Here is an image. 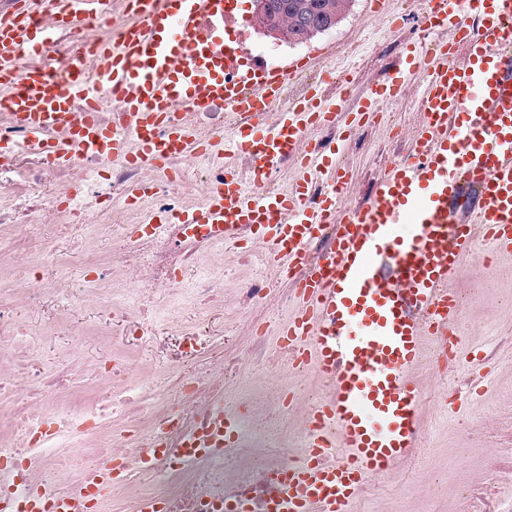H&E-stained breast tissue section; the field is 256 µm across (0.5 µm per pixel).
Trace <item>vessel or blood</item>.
<instances>
[{"mask_svg": "<svg viewBox=\"0 0 512 512\" xmlns=\"http://www.w3.org/2000/svg\"><path fill=\"white\" fill-rule=\"evenodd\" d=\"M136 2L135 18L116 40L96 46L92 80L82 77L79 57L69 61L72 80L63 82L43 68L17 66L16 58L41 50L56 32L1 22L0 80L14 89L9 107L33 140L68 129L67 142L45 147L54 162H64L74 147L151 165L197 150L171 119L176 102L223 99L236 132L229 140L214 138L206 152L248 153L257 166L246 180L225 172L208 203L180 222L187 235L203 232L234 246L251 236L275 262L302 269L299 311L282 339L297 362L313 365L331 387L312 412L308 458L277 477L267 508L349 512L367 478L389 474L417 454L422 395L413 375L428 358L426 339L443 344L453 333L461 306L451 283L464 259L484 245L512 255V0H472L467 22L448 0H425L428 30L453 31L452 41L430 50L405 44L398 75L372 86L357 107L314 91L280 112L275 106L300 63L230 72L223 52L194 38L200 17L238 12L241 0ZM30 4L73 28L109 10V0ZM416 76L424 82L426 122L407 157L379 178L357 212L340 211L347 172L334 150L305 148L309 131L341 112L353 128L372 122L380 104L401 99ZM100 82L120 94L124 123L104 128L90 115L74 121L73 102L92 101ZM134 131L140 137L132 147ZM290 160L297 166L291 191L264 192ZM324 176L329 188L311 198V183ZM406 224L411 232H403ZM326 232L330 247L310 257V244ZM241 423V415L216 409L188 445L222 457L240 438ZM46 504L54 512L82 508L81 500L56 491L38 493L26 508L41 512Z\"/></svg>", "mask_w": 512, "mask_h": 512, "instance_id": "vessel-or-blood-1", "label": "vessel or blood"}]
</instances>
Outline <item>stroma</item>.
Segmentation results:
<instances>
[{
    "mask_svg": "<svg viewBox=\"0 0 512 512\" xmlns=\"http://www.w3.org/2000/svg\"><path fill=\"white\" fill-rule=\"evenodd\" d=\"M252 54L284 63L301 59L307 64L305 85L320 83L323 72L340 79L353 76L358 96L369 87L394 75L400 47L404 42L429 46L436 36L424 23L421 0H352L338 24L303 43H278L266 38L252 22H245ZM424 122L420 81L407 83L398 108L383 106L374 124L347 129L337 119L342 139L341 164L351 178L344 189L347 198L365 201L379 175L397 155L405 153L413 135ZM64 287L49 293L43 307L28 308L21 296H14L12 314L27 330L26 342L42 367H49L62 353L84 365H98L108 383L121 384L127 377L113 374L112 361L120 358L137 362L138 374L153 379L162 396H170L171 381L181 371L206 367L214 350L241 347L244 339L227 327L240 315L279 320L283 313H296L298 299L268 296L258 307L240 308L234 286L224 288V308L200 310L179 304L161 303V317L153 335L138 336L133 326L95 309L75 311L70 297L83 289L84 266L73 263L60 268ZM460 293L462 320L448 339V372L459 386L458 394L445 407L432 404L433 378L428 366L416 372V383L428 404L423 409L425 443L429 450V490L382 484L378 492L361 496L352 512H456L461 489L473 484L485 469L491 449L512 448V257L492 256L490 262L469 261L464 273L452 283ZM94 325L98 334L74 337V330ZM204 325L213 329L208 343L194 354H183L179 343L182 327ZM480 372L481 387L465 389L471 372ZM252 377L244 385L224 389V409L244 414L249 427L247 447L274 448L288 439H300L298 428L304 412L299 408L280 410L281 427L263 425L273 405L267 389L276 384L299 393V379L271 370L263 363L251 367ZM487 424L468 429L476 414Z\"/></svg>",
    "mask_w": 512,
    "mask_h": 512,
    "instance_id": "35a3bbf8",
    "label": "stroma"
}]
</instances>
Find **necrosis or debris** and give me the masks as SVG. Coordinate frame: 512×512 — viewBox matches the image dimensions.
<instances>
[{"label": "necrosis or debris", "instance_id": "obj_1", "mask_svg": "<svg viewBox=\"0 0 512 512\" xmlns=\"http://www.w3.org/2000/svg\"><path fill=\"white\" fill-rule=\"evenodd\" d=\"M127 21V0H112L107 20L87 18L78 30L61 31L36 56H22L19 64L44 67L63 80L67 61L80 53L87 73H94L93 45ZM173 113L197 143L223 135L231 124L220 101L203 112L180 102ZM223 178L224 166L215 159L176 156L164 166L153 167L123 156L80 152L69 162L53 166L39 146H25L0 160V234L11 241L0 251V268L15 263L22 254L38 253V270L24 279L22 289L27 303L38 305L49 289L57 287L56 269L68 257L59 246L60 228L92 219L121 240L130 226L151 224L162 216L166 222L159 224L157 232L133 241L129 250L114 255L107 264L86 260L94 276L79 294L76 309L98 306L149 335L154 331V307L162 296L220 309L224 283L231 280L244 301L262 302L271 295V288L243 280L235 270L220 265L191 287L180 285L178 266L192 263L205 243L186 236L176 217L206 204L211 188ZM140 183L149 184L150 190L136 204L130 201L129 190ZM116 277L123 278L130 303L113 304L102 289V280ZM245 332L246 355L218 354L204 372L178 377L179 409L155 401L153 383L140 378L79 401L75 391L86 381L85 369L67 364L52 377L32 369V354L19 342L21 331L8 304L0 302V344L7 346L17 364L14 372L0 374V494L19 504L48 486L74 494L90 472L111 465L123 477L104 496L89 499L97 512H125L129 503L142 498L159 502L163 512H206L205 502L213 500L224 507L243 501L250 504L251 512H267L273 478L298 461L296 449L267 448L252 455L228 448L222 459L200 456L191 464L173 450L220 403L228 373L244 370L250 359H265L278 367L291 362L284 343L269 345L272 326L268 322L250 321ZM52 401H70L74 408L50 420L45 406ZM504 474H512V448L493 450L484 481L463 491L459 512H512V494L495 487Z\"/></svg>", "mask_w": 512, "mask_h": 512}]
</instances>
